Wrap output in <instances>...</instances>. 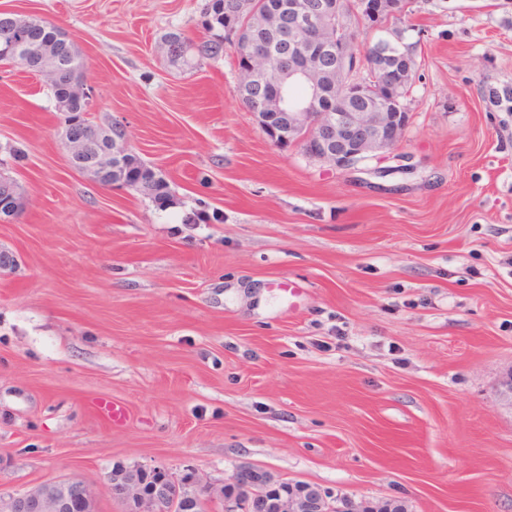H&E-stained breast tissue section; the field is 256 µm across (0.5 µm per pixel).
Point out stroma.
Masks as SVG:
<instances>
[{"label": "stroma", "mask_w": 512, "mask_h": 512, "mask_svg": "<svg viewBox=\"0 0 512 512\" xmlns=\"http://www.w3.org/2000/svg\"><path fill=\"white\" fill-rule=\"evenodd\" d=\"M416 75L391 150L339 170L274 146L232 49L172 65L203 0H0L88 63L92 118L173 198L75 170L42 76L0 66V491L113 468L250 464L407 512H512V0H410ZM221 221H211L213 213ZM305 282L298 306L271 289ZM123 404L113 426L92 405Z\"/></svg>", "instance_id": "35a3bbf8"}]
</instances>
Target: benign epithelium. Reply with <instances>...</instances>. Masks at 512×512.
<instances>
[{"label": "benign epithelium", "mask_w": 512, "mask_h": 512, "mask_svg": "<svg viewBox=\"0 0 512 512\" xmlns=\"http://www.w3.org/2000/svg\"><path fill=\"white\" fill-rule=\"evenodd\" d=\"M400 0H356L358 19L379 33L371 63L359 60L348 37L349 19L345 0H314L305 7L288 2V22L304 35V43L290 56L288 68L279 69L273 54L262 50L246 19L253 14V0H238L237 18L224 26L235 49L239 74H257L266 87L264 111L255 113L258 125L277 146H297L314 159L339 170L353 168L371 154L390 150L399 142L408 113L393 112L400 81H413L416 68L400 41L392 38L386 21L397 13ZM390 72L402 80L369 90L361 71ZM336 88V111H318L325 89ZM68 95L78 112L64 120L60 138L69 162L94 174L106 187L105 178L121 167L130 153L126 139H111L94 153L78 133L92 107L87 82L68 86ZM354 97L367 99L368 107L352 112L347 104ZM112 498L124 512H198L205 500L221 512H394L392 500L356 506L336 499L301 481L280 479L267 471L240 465L219 486L202 481L193 467L175 476L164 467L137 466L119 470L110 478ZM0 512H97L89 488L79 480L38 485L5 497L0 494Z\"/></svg>", "instance_id": "benign-epithelium-1"}]
</instances>
